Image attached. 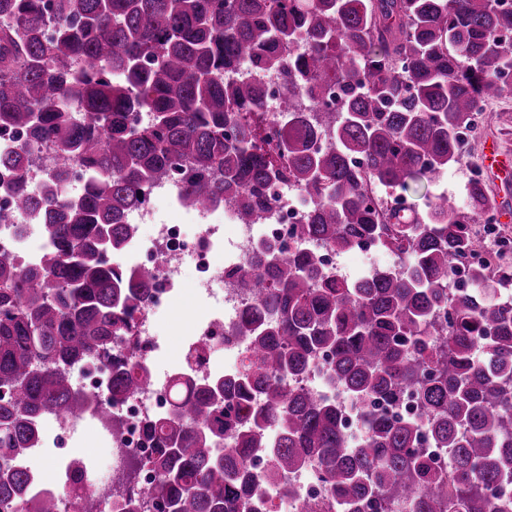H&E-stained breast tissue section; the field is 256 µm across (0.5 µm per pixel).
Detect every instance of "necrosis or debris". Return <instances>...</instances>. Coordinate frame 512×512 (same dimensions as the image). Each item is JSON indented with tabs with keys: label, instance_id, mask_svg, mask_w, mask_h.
Masks as SVG:
<instances>
[{
	"label": "necrosis or debris",
	"instance_id": "necrosis-or-debris-1",
	"mask_svg": "<svg viewBox=\"0 0 512 512\" xmlns=\"http://www.w3.org/2000/svg\"><path fill=\"white\" fill-rule=\"evenodd\" d=\"M272 192L277 201L260 223L245 224L238 219L233 202L226 199L202 211L185 207L180 176L175 173L166 181L152 185L146 203L128 212L126 221L134 225L135 233L120 249L113 251L112 265L122 271L152 266L157 286L145 307L131 314L137 332L135 341H113L112 358L131 366L156 368L160 376L155 387L135 396L113 398L109 403V412L125 423L123 433L113 434L108 419L93 409L73 420L40 418V436L30 452L31 458H43L50 439L88 432L92 433L95 444L108 452L106 465L95 478H84L75 485L59 481L45 484V491L58 499L62 512H72L75 497L101 495L113 472L125 460L150 454L142 424L146 418L170 414L169 382L175 372L185 370L186 354L191 347H205L201 370L210 375L220 374L225 360H242L244 343L233 332L254 302L246 291L225 280L224 270L251 259L265 242L277 244L286 252L295 250L309 209L307 202L297 198V189L289 180L278 181ZM159 202L180 215V222L171 223L158 217L155 205ZM228 226L233 229L229 237L224 234ZM41 238L37 224L29 216L0 224V252L11 253L22 265L38 263L43 247ZM190 270L195 277L189 284L185 275ZM188 285L193 286L206 309L193 317L190 332L175 347L161 331L159 320L173 298ZM285 482L291 487L290 493L274 495L262 490L257 512H296L298 500L316 499L324 494L318 468L313 464L287 476Z\"/></svg>",
	"mask_w": 512,
	"mask_h": 512
}]
</instances>
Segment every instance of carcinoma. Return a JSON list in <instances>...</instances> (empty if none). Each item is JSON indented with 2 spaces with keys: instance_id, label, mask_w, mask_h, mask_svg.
I'll list each match as a JSON object with an SVG mask.
<instances>
[{
  "instance_id": "cac0c4a2",
  "label": "carcinoma",
  "mask_w": 512,
  "mask_h": 512,
  "mask_svg": "<svg viewBox=\"0 0 512 512\" xmlns=\"http://www.w3.org/2000/svg\"><path fill=\"white\" fill-rule=\"evenodd\" d=\"M49 24L55 35L43 39ZM508 33L501 0H0V124L25 138L0 166L17 171L13 208L50 244L35 271L0 254V512H60L33 492L39 475L24 459L40 417L99 404L73 386L71 367L135 338L129 317L156 274H117L109 256L135 232L125 216L146 187L177 170L184 205L230 197L254 224L283 169L315 202L305 237L338 254L374 239L395 261L349 281L321 271L313 249L268 246L226 270L265 316L238 328L245 355L232 378L171 380L172 413L145 425L154 454L133 459L158 474L135 508L252 512L257 481L316 462L326 495L301 512L363 502L512 512V497L497 494L512 484V298L498 296L512 264L474 260L485 238L472 225L494 220L486 184L476 176L464 203L437 197L420 214L373 199L459 164L483 106L512 92ZM252 71L282 78V143L262 137L267 105ZM299 97L319 106L315 124L301 119ZM143 110L150 121L132 124ZM32 143L55 154L38 193L26 186ZM75 166L79 196L64 184ZM318 360L328 384L361 404L359 438L335 400L294 385ZM150 381L144 367L116 366L107 390L134 395ZM406 394L415 418L364 405ZM424 430L448 449L447 470L419 450ZM256 448L271 449L261 477L242 471Z\"/></svg>"
}]
</instances>
